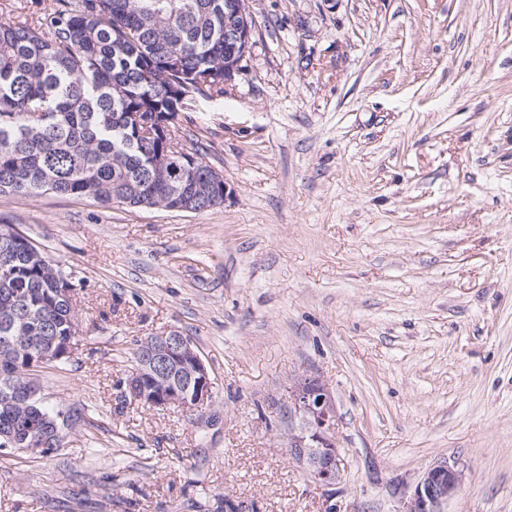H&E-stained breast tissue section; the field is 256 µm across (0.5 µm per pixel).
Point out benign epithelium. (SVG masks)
Segmentation results:
<instances>
[{"label":"benign epithelium","mask_w":512,"mask_h":512,"mask_svg":"<svg viewBox=\"0 0 512 512\" xmlns=\"http://www.w3.org/2000/svg\"><path fill=\"white\" fill-rule=\"evenodd\" d=\"M255 20L248 7L224 14V41L248 52ZM74 337L46 336L34 347L7 345L0 361L18 366L11 374L0 399L15 403L37 397L35 373L39 368L70 358ZM210 372L191 339L177 330L153 335L147 349L137 353L126 381V392L140 404L151 407L176 406L200 411L212 398ZM288 455L304 467L311 480L333 496L345 478V459L336 440V403L330 387L320 377L297 378L288 395ZM39 448L55 446L61 436L55 419L42 421ZM460 462H440L427 468L403 494L398 512H444L443 506L464 483Z\"/></svg>","instance_id":"obj_1"}]
</instances>
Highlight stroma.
I'll return each instance as SVG.
<instances>
[{"label": "stroma", "mask_w": 512, "mask_h": 512, "mask_svg": "<svg viewBox=\"0 0 512 512\" xmlns=\"http://www.w3.org/2000/svg\"><path fill=\"white\" fill-rule=\"evenodd\" d=\"M252 45L176 137L229 187L202 212L0 196L71 274L74 356L38 372L63 444L0 451V512H397L459 460L445 512H512V0H247ZM178 330L203 411L125 381ZM336 402L345 479L288 456L298 377Z\"/></svg>", "instance_id": "1"}]
</instances>
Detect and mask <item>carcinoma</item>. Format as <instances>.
I'll return each instance as SVG.
<instances>
[{"label":"carcinoma","instance_id":"1","mask_svg":"<svg viewBox=\"0 0 512 512\" xmlns=\"http://www.w3.org/2000/svg\"><path fill=\"white\" fill-rule=\"evenodd\" d=\"M234 0H64L38 25L0 21V195L52 194L99 204L198 210L219 204L224 177L199 153L180 171L156 164L174 132L141 126L196 94L224 95V10ZM64 272L33 241L0 275V337L13 335L15 291L29 295L24 335H71L74 305L56 292ZM39 399L0 404V448L51 417Z\"/></svg>","mask_w":512,"mask_h":512}]
</instances>
